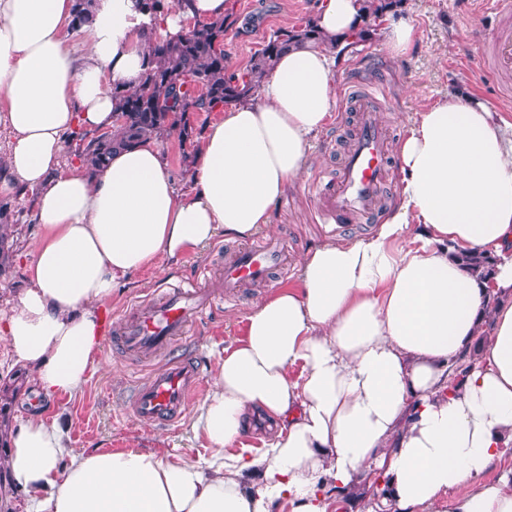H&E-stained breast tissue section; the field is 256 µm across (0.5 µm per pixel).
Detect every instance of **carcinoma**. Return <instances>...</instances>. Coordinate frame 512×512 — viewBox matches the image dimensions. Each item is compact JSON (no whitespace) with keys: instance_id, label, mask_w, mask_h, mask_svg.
<instances>
[{"instance_id":"1","label":"carcinoma","mask_w":512,"mask_h":512,"mask_svg":"<svg viewBox=\"0 0 512 512\" xmlns=\"http://www.w3.org/2000/svg\"><path fill=\"white\" fill-rule=\"evenodd\" d=\"M71 29L81 31L90 22L86 0H75ZM321 43L312 23L290 32L275 33L250 60L249 68L239 73L229 68L224 49V21L199 22L183 37L170 40L158 36L152 44L141 83L134 89L120 84L112 95L120 101L117 133H101L91 138L72 132L77 140L76 156L93 173L104 167L116 150L144 140L162 138L173 129L182 138L189 137L188 116L195 112H214L235 102L247 92L259 88L274 58L294 43ZM10 204L0 202V275L10 268L14 243ZM462 264L483 280L490 279L495 258L486 255H462Z\"/></svg>"}]
</instances>
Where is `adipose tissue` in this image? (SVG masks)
<instances>
[{
	"label": "adipose tissue",
	"instance_id": "obj_1",
	"mask_svg": "<svg viewBox=\"0 0 512 512\" xmlns=\"http://www.w3.org/2000/svg\"><path fill=\"white\" fill-rule=\"evenodd\" d=\"M363 6L321 0V45L291 47L255 96L224 107L180 193L161 140L117 150L91 175L65 160L64 139L78 126L112 130V87H137L150 38L224 19L227 0L158 17L140 0H91L79 49L73 0H0V126L12 134L0 190H35L40 230L0 337L38 394L82 392L119 283L216 234L269 229L330 118L335 55ZM396 154L399 199L378 230L303 256L296 286L251 310L244 339L219 355L191 423L208 459L75 454L56 422L31 411L0 463L25 512H328L327 488L361 498V512H439L443 501L448 512H512V472L485 478L512 450V139L484 104L451 97L417 113ZM479 253L500 258L491 283L460 261ZM461 356L471 370L452 388ZM257 416L276 431L249 456L242 440ZM374 469L381 492L360 496Z\"/></svg>",
	"mask_w": 512,
	"mask_h": 512
}]
</instances>
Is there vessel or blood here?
Instances as JSON below:
<instances>
[{
    "label": "vessel or blood",
    "instance_id": "b4317fda",
    "mask_svg": "<svg viewBox=\"0 0 512 512\" xmlns=\"http://www.w3.org/2000/svg\"><path fill=\"white\" fill-rule=\"evenodd\" d=\"M494 67L512 74V29L491 37ZM387 135L375 113L363 109L355 141L336 179L319 186L316 196L324 223L345 224L354 217L376 211L386 189ZM288 253L280 240H269L260 248L239 250L224 264V286L232 289L267 279L275 268H286ZM213 301L207 290L192 286L171 289L163 301L137 307L124 318L120 340L124 348L149 356L185 335L193 322L201 320ZM203 382L198 364L176 360L136 383L130 406L143 422L175 424L191 396Z\"/></svg>",
    "mask_w": 512,
    "mask_h": 512
}]
</instances>
